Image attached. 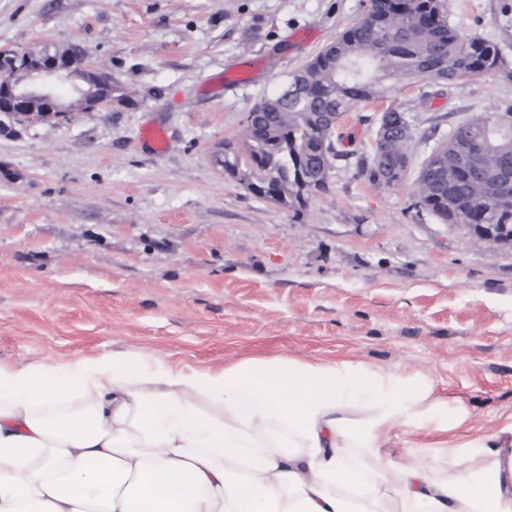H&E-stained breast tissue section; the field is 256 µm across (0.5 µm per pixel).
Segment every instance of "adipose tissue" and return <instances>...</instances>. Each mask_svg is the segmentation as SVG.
<instances>
[{
  "label": "adipose tissue",
  "instance_id": "adipose-tissue-1",
  "mask_svg": "<svg viewBox=\"0 0 512 512\" xmlns=\"http://www.w3.org/2000/svg\"><path fill=\"white\" fill-rule=\"evenodd\" d=\"M203 395L201 410L185 400ZM470 418L433 381L282 357L184 373L118 352L97 362L0 363V512H379L382 480L343 461L360 448L379 469L393 431L454 466L435 480L417 457L399 475L397 512H512V424L459 443ZM288 426L289 442L269 435ZM487 448L491 467L463 461Z\"/></svg>",
  "mask_w": 512,
  "mask_h": 512
}]
</instances>
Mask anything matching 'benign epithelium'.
Instances as JSON below:
<instances>
[{
    "instance_id": "7a95c632",
    "label": "benign epithelium",
    "mask_w": 512,
    "mask_h": 512,
    "mask_svg": "<svg viewBox=\"0 0 512 512\" xmlns=\"http://www.w3.org/2000/svg\"><path fill=\"white\" fill-rule=\"evenodd\" d=\"M109 77L86 55L69 46L50 54L41 49L16 51L0 49V134H9L14 126L42 112L44 119L67 120L76 110L101 112L112 107V96L95 93L84 84L100 85ZM69 83L79 96L78 105L64 102L56 87Z\"/></svg>"
}]
</instances>
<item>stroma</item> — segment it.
Returning <instances> with one entry per match:
<instances>
[{"label":"stroma","mask_w":512,"mask_h":512,"mask_svg":"<svg viewBox=\"0 0 512 512\" xmlns=\"http://www.w3.org/2000/svg\"><path fill=\"white\" fill-rule=\"evenodd\" d=\"M362 0H0V48L76 43L128 95L0 136V362L115 352L186 373L250 359L431 379L468 429L512 423V248L411 206L414 170L460 122L512 108V79L402 78L344 115L368 151L386 108L415 125L411 170L378 186L336 161L287 208L214 162L247 112L361 13ZM512 63V0H446ZM155 124L163 150L141 137Z\"/></svg>","instance_id":"1"}]
</instances>
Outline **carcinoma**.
I'll return each mask as SVG.
<instances>
[{
  "label": "carcinoma",
  "instance_id": "cac0c4a2",
  "mask_svg": "<svg viewBox=\"0 0 512 512\" xmlns=\"http://www.w3.org/2000/svg\"><path fill=\"white\" fill-rule=\"evenodd\" d=\"M504 72L512 77L499 47L463 34L448 23L445 0H364L357 21L327 44L301 69L303 93L284 97L277 90L254 112H286L288 124L264 118L259 130L242 131L224 153L214 156L224 174L253 186V195L285 206L325 192V161L348 159L323 144L326 116H340L382 95L385 83L400 78L452 85L464 77ZM377 146L360 155L358 168L376 181ZM480 164L481 179L472 165ZM512 165V112L485 113L457 127L418 169L411 206L445 224H470L476 236L493 224L494 242L512 246V187L495 191L501 173Z\"/></svg>",
  "mask_w": 512,
  "mask_h": 512
}]
</instances>
